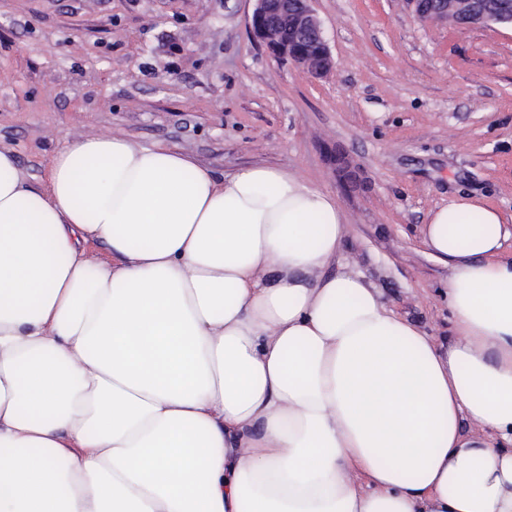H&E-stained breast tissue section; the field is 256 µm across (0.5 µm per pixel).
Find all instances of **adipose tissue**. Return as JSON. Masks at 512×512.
<instances>
[{
    "label": "adipose tissue",
    "instance_id": "ef3b65f1",
    "mask_svg": "<svg viewBox=\"0 0 512 512\" xmlns=\"http://www.w3.org/2000/svg\"><path fill=\"white\" fill-rule=\"evenodd\" d=\"M347 232L265 163L67 136L37 188L0 147V512H512V225L422 226L444 345L326 274Z\"/></svg>",
    "mask_w": 512,
    "mask_h": 512
}]
</instances>
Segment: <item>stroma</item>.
Masks as SVG:
<instances>
[{"label":"stroma","mask_w":512,"mask_h":512,"mask_svg":"<svg viewBox=\"0 0 512 512\" xmlns=\"http://www.w3.org/2000/svg\"><path fill=\"white\" fill-rule=\"evenodd\" d=\"M334 60L315 79L253 36L254 0H0V146L34 186L67 134L254 163L331 193L356 265L447 340L448 266L419 228L456 195L512 224V28L424 24L406 0H315Z\"/></svg>","instance_id":"stroma-1"}]
</instances>
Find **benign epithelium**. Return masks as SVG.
<instances>
[{"label": "benign epithelium", "mask_w": 512, "mask_h": 512, "mask_svg": "<svg viewBox=\"0 0 512 512\" xmlns=\"http://www.w3.org/2000/svg\"><path fill=\"white\" fill-rule=\"evenodd\" d=\"M420 21H451L464 27L512 26V0H407ZM250 27L278 62L321 78L333 58L312 0H255Z\"/></svg>", "instance_id": "1"}]
</instances>
